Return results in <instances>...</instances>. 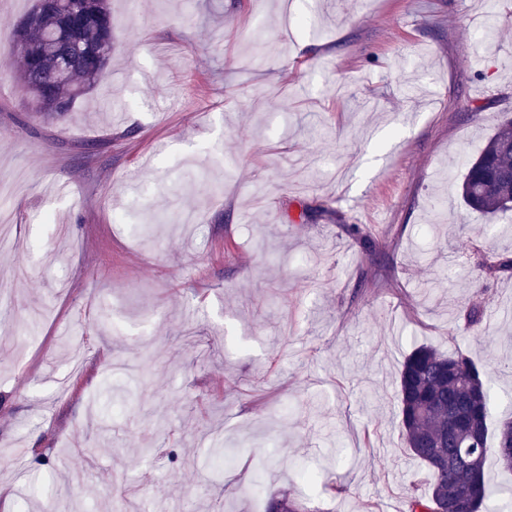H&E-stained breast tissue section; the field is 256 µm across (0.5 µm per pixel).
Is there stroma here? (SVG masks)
<instances>
[{"label": "stroma", "mask_w": 512, "mask_h": 512, "mask_svg": "<svg viewBox=\"0 0 512 512\" xmlns=\"http://www.w3.org/2000/svg\"><path fill=\"white\" fill-rule=\"evenodd\" d=\"M59 119L0 67V512H408L404 357L462 349L512 419V309L458 183L512 117V0H112ZM477 50L472 65L463 47ZM357 225L351 233L349 225ZM112 426L111 439L98 434ZM234 453L225 466L219 448ZM266 512H303L305 507L301 501L291 498L278 490H268Z\"/></svg>", "instance_id": "35a3bbf8"}]
</instances>
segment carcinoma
Masks as SVG:
<instances>
[{"label": "carcinoma", "instance_id": "1", "mask_svg": "<svg viewBox=\"0 0 512 512\" xmlns=\"http://www.w3.org/2000/svg\"><path fill=\"white\" fill-rule=\"evenodd\" d=\"M19 60L16 79L37 112L64 116L107 76L112 57L110 0H43L37 21L16 27L0 63ZM465 205L494 219L512 212V118H506L466 166L459 184ZM399 430L405 448L423 467L409 512H508L494 507L500 492L486 471L489 413L495 399L492 376L457 350L415 347L405 358L397 384ZM496 449L512 448V421L502 422ZM454 455L457 463L438 459ZM265 512H305L302 502L268 491Z\"/></svg>", "mask_w": 512, "mask_h": 512}]
</instances>
